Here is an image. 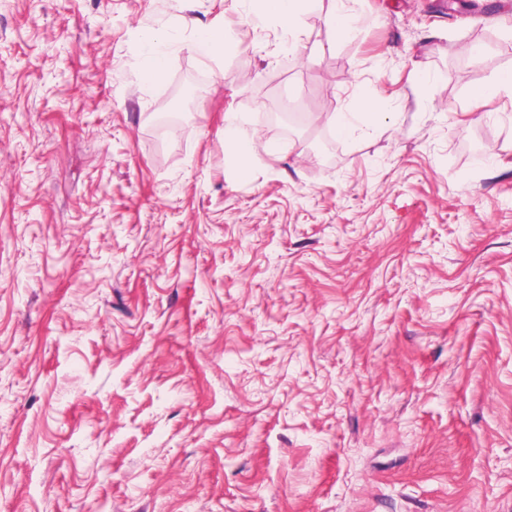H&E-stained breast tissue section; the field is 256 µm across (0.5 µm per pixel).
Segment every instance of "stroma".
<instances>
[{
  "instance_id": "35a3bbf8",
  "label": "stroma",
  "mask_w": 512,
  "mask_h": 512,
  "mask_svg": "<svg viewBox=\"0 0 512 512\" xmlns=\"http://www.w3.org/2000/svg\"><path fill=\"white\" fill-rule=\"evenodd\" d=\"M451 2L0 0V512H512V0ZM316 0H259L255 15L259 21L276 19L285 22L289 30L299 26L302 15L313 8ZM337 6L326 15L325 21L336 40L352 37L356 31L355 18L344 8V1H336ZM193 48L200 56L212 61H219L224 48L223 27L201 28L197 33ZM383 105L382 100L375 101H359L356 103L354 107V111L351 113H336L330 116H325L324 112H319L317 114V118L319 120H325L327 123L336 125L337 132H342L347 127V116L352 115L356 117H360L361 114L368 113L374 110L379 109ZM224 136L234 142L237 164L243 173H247L251 161L259 152L268 151L259 134L246 130L234 113H225Z\"/></svg>"
}]
</instances>
